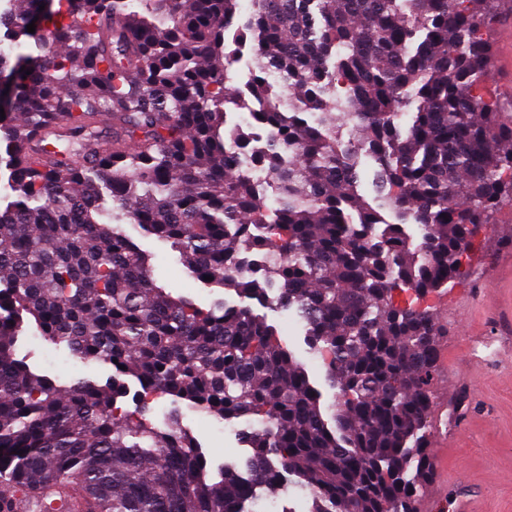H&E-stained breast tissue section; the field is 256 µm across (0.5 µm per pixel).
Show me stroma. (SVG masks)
Returning <instances> with one entry per match:
<instances>
[{
	"label": "stroma",
	"instance_id": "obj_1",
	"mask_svg": "<svg viewBox=\"0 0 512 512\" xmlns=\"http://www.w3.org/2000/svg\"><path fill=\"white\" fill-rule=\"evenodd\" d=\"M130 233L147 253L159 285L173 296L185 297L209 308L216 300L247 307L272 327L281 342L301 363L322 393L323 405L337 396L325 376L321 355L309 347L305 330L287 310L249 299L234 288H217L194 279L170 243L131 228ZM512 199H504L492 224L486 225L482 246L471 256L467 276L430 294L425 303L448 325L439 343L443 357L437 367L429 419V440L447 439L439 451V471L448 478V499L470 495L475 512H512ZM16 355L40 375L67 383L84 379L105 383L110 367L80 359L62 344L22 333ZM137 384H130L123 409H145L147 419L165 427L177 413L180 427L202 448L207 468L243 469L252 454L248 433L258 430L253 418L231 420L224 431L204 425L202 416L187 401L160 398L141 406Z\"/></svg>",
	"mask_w": 512,
	"mask_h": 512
}]
</instances>
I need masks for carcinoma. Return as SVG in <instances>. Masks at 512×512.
Listing matches in <instances>:
<instances>
[{
	"mask_svg": "<svg viewBox=\"0 0 512 512\" xmlns=\"http://www.w3.org/2000/svg\"><path fill=\"white\" fill-rule=\"evenodd\" d=\"M495 4L252 0L236 41L253 39L251 118L277 127L258 158L275 168L270 210L232 167L247 135L222 132L239 0H12L4 37L35 51L0 48L11 198L0 208V485L71 487L91 512H256L260 492L294 482L308 512H416L448 326L404 296L460 278L476 227L512 197V127L485 93ZM310 109L316 126L297 117ZM350 123L354 144L342 140ZM284 147L296 161L278 169ZM363 150L380 168L372 204L359 192ZM384 208L399 223L376 236ZM115 211L210 286L266 299L278 285L274 301L326 355L337 400L322 407L249 308L204 310L158 286ZM250 250L273 257L262 282L235 270ZM30 317L112 376L62 385L33 373L16 357ZM127 377L146 399L258 417L246 474H210L174 418L162 429L141 410L117 415Z\"/></svg>",
	"mask_w": 512,
	"mask_h": 512,
	"instance_id": "obj_1",
	"label": "carcinoma"
}]
</instances>
